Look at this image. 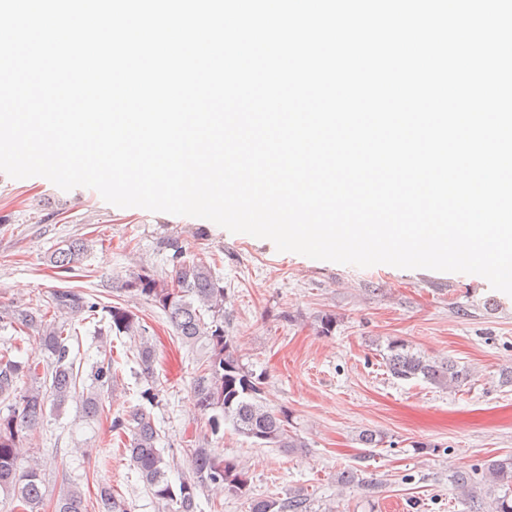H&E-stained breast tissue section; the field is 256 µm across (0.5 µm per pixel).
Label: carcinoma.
<instances>
[{"instance_id": "obj_1", "label": "carcinoma", "mask_w": 512, "mask_h": 512, "mask_svg": "<svg viewBox=\"0 0 512 512\" xmlns=\"http://www.w3.org/2000/svg\"><path fill=\"white\" fill-rule=\"evenodd\" d=\"M89 250L83 239H75L57 248L50 256L51 266L59 273L82 271ZM163 260L172 264L170 282H162L144 268L123 283V291L145 297L157 304L182 344L200 347L201 356L193 377L191 397L196 409L208 417L211 434L231 424L239 434L262 447L302 451L307 444L290 429L288 415L269 410L262 399L265 376L242 364L231 336L224 330L225 288L221 278L203 261L185 259L182 241L169 237L159 243ZM52 311L17 307L8 315L9 324L38 335L42 355L24 361L11 357L13 347L0 350V490L10 500L11 512H44L46 506L45 468L40 460L25 452L28 432L45 417L46 410L60 411L69 401L79 405L85 417L103 410L101 388L112 384L115 370L112 358L105 357L93 366V386L79 390V370L71 356L70 341L78 339L72 327L83 315H101L111 330L128 336H142L137 363L151 385L138 391L140 404L111 420L112 431L128 438L126 452L130 469L138 474L158 512H201L198 493L211 486L235 496L251 494L250 479L244 466L224 459L209 448L207 438L195 439L187 453L186 472L174 484L168 470L174 462L157 447L159 432L153 413L146 405L159 403L160 389L153 383L155 349L146 338L148 329L130 310L107 305L94 294L74 289H58L51 295ZM383 361L391 377L421 379L443 389L454 390L470 375L454 362L438 361L415 353L405 342L391 340ZM365 470L351 468L337 475V483L373 485L363 476ZM453 483L462 498L474 493L470 472L459 470ZM485 483L491 512H512V456L487 464ZM98 512H128L125 499L108 482L97 483ZM503 489L506 494L498 495ZM90 505L80 487L72 483L56 498L53 512H89ZM251 512H311L308 498L301 494L286 499L251 498Z\"/></svg>"}]
</instances>
